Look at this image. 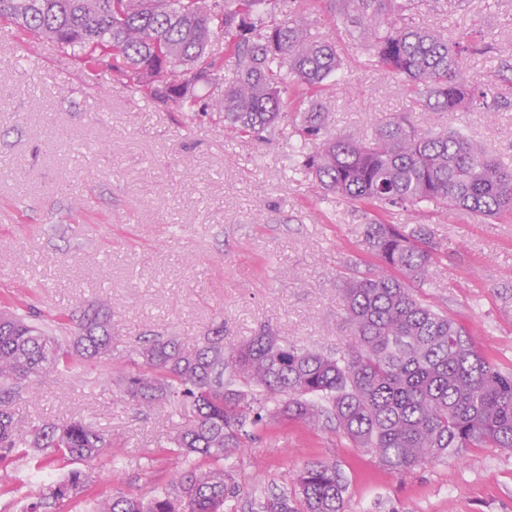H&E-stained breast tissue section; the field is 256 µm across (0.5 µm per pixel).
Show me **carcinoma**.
Segmentation results:
<instances>
[{
	"label": "carcinoma",
	"instance_id": "cac0c4a2",
	"mask_svg": "<svg viewBox=\"0 0 512 512\" xmlns=\"http://www.w3.org/2000/svg\"><path fill=\"white\" fill-rule=\"evenodd\" d=\"M277 0H0L6 21L29 44L51 43L90 79L108 68L114 79L164 108L224 113L240 137L279 129L311 141L302 168L325 193L385 214L423 205L462 208L477 217L512 214V167L461 133L435 134L390 117L371 135L341 136L321 98L345 95L337 80L347 64L312 39L303 19L282 20ZM341 19L365 54V65L406 78L412 107L457 112L498 101L470 84L464 55L477 44L450 41L414 21L440 0H336ZM293 86V104L285 101ZM208 90L201 102L198 90ZM293 119H288V109ZM364 241L380 265L342 289L353 345L335 356L282 343L263 331L224 344V327L188 348L156 336L127 355L137 370L126 394L143 404L188 402L196 424L170 448L186 471L131 497L98 482L95 466L112 459L109 436L81 421L24 425L13 403L35 393L34 378L71 372L113 357L112 307L106 300L36 323L35 307L0 304V462H25L43 483L21 512H236L238 482L226 449L282 420L314 424L324 410L355 448L390 471L409 472L471 448L512 452V370L503 371L461 324L415 297L407 281L425 283L439 245L429 227L367 225ZM298 497L281 494L257 512H345L347 484L334 464L311 462L290 474Z\"/></svg>",
	"mask_w": 512,
	"mask_h": 512
}]
</instances>
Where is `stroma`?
Returning a JSON list of instances; mask_svg holds the SVG:
<instances>
[{
  "label": "stroma",
  "mask_w": 512,
  "mask_h": 512,
  "mask_svg": "<svg viewBox=\"0 0 512 512\" xmlns=\"http://www.w3.org/2000/svg\"><path fill=\"white\" fill-rule=\"evenodd\" d=\"M280 16L304 18L316 40L352 62L357 94L322 99L338 134H369L400 114L434 132L464 128L512 163V85L499 79L512 64V0H448L416 18L456 40L483 32L486 47L469 56L465 76L501 100L493 115L411 111L405 79L362 66L326 0H281ZM373 219L345 198L320 199L296 171L287 137H237L222 115L158 107L107 72L88 84L68 54L47 43L27 54L15 29L0 25V296L47 317L107 299L115 346L114 361L37 379L36 397L15 411L28 422L80 419L104 430L124 457L120 468L95 471L112 489L145 495L183 469L181 460L151 461L144 451L196 422L189 404L148 408L126 395L120 374L141 338L190 348L220 323L229 343L267 328L343 354L352 341L339 289L374 261L363 245ZM387 220L428 225L439 254L416 297L468 327L501 369L512 368V221L463 209L397 211ZM228 455L239 512L289 492L286 474L314 461L340 469L346 512H512V454L496 448L398 473L353 448L334 423L284 421Z\"/></svg>",
  "instance_id": "1"
}]
</instances>
